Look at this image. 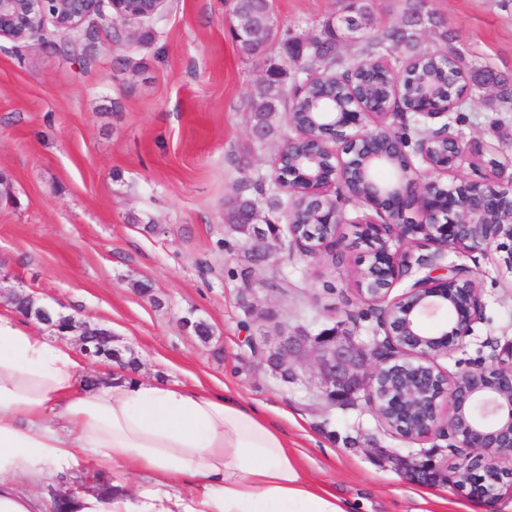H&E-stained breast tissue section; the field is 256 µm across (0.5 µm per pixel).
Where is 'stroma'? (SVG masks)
<instances>
[{
	"label": "stroma",
	"instance_id": "obj_1",
	"mask_svg": "<svg viewBox=\"0 0 512 512\" xmlns=\"http://www.w3.org/2000/svg\"><path fill=\"white\" fill-rule=\"evenodd\" d=\"M232 0H165L159 19L130 25L113 43L59 31L0 38V311L19 289L76 320L111 331L137 360L138 376L238 391L288 436L303 476L329 482L351 512H512V492L477 497L459 488L462 459L448 439L410 443L386 428L365 396L332 406L311 365L284 381L267 360L279 326L315 333L350 324L366 308L358 250L334 259L269 240L256 263L224 215L240 183L270 174L284 138L251 135L246 108L278 42L240 54L230 32ZM278 32L317 30L337 0H272ZM470 66L512 72V0H428ZM487 90H470L453 132L493 143L512 158V112H495ZM502 252L449 254L477 272L482 319L439 366L455 375L489 363V340L512 336V273ZM211 328L201 340L187 320ZM435 455L440 477L407 476L395 456Z\"/></svg>",
	"mask_w": 512,
	"mask_h": 512
}]
</instances>
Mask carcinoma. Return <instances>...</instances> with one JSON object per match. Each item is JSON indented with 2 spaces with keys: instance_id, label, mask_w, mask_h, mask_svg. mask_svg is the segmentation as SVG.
Segmentation results:
<instances>
[{
  "instance_id": "cac0c4a2",
  "label": "carcinoma",
  "mask_w": 512,
  "mask_h": 512,
  "mask_svg": "<svg viewBox=\"0 0 512 512\" xmlns=\"http://www.w3.org/2000/svg\"><path fill=\"white\" fill-rule=\"evenodd\" d=\"M407 2L399 24L380 35L365 37L349 54L340 53L338 48L345 17H355L359 32L369 29L372 13L367 0H347L343 3L341 15L325 21L313 34L293 37L288 32L284 33L279 40L281 54L284 60L293 62L295 68L289 72L281 65H272L266 70L267 78L257 86L255 95L248 102L251 128L259 130L263 137H269L275 130L272 118L276 112L282 108L296 113L306 111L309 100L321 94L324 86L329 84L334 85L336 98L340 101L352 89L371 108L385 103L392 94V75L375 62L399 47L408 52L402 77L405 107H411L422 85L432 81L444 85L453 77L455 90L461 93L471 84L482 87L487 81H494L493 111L512 112V75L486 69L469 70L461 52L448 44L444 21L426 9L427 0ZM232 13V34L238 50L247 58L258 56L274 36L271 0H233ZM424 17L438 29V38L443 43L440 51L449 57L445 70L433 59L432 53L418 49L419 23ZM305 58L322 64V77L313 78L309 68L298 65ZM289 74L292 75L293 87L287 93L283 84ZM310 150L308 171L315 174L324 172L327 159L320 145L312 142ZM273 188L272 179L260 175L241 182L225 213L226 223L236 232L248 235L243 223L250 214L257 212V198L266 199L274 208L278 206L279 200ZM290 206L296 211L298 223L302 224L301 234L320 236L328 231L324 218L328 209L320 207L314 199L302 194L290 202Z\"/></svg>"
}]
</instances>
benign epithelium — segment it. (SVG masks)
I'll list each match as a JSON object with an SVG mask.
<instances>
[{"instance_id":"obj_1","label":"benign epithelium","mask_w":512,"mask_h":512,"mask_svg":"<svg viewBox=\"0 0 512 512\" xmlns=\"http://www.w3.org/2000/svg\"><path fill=\"white\" fill-rule=\"evenodd\" d=\"M165 0H0V36L21 41L50 28L77 29L90 22L86 37L96 32L92 21L110 17L124 25L157 17ZM465 102V94L448 92L440 97L434 91L424 93L416 116L427 123V134L448 140V156L435 159L422 148L404 152L406 165L396 173L400 188L391 190L378 182L365 168L357 153L360 142L367 139L366 119L396 118L397 112H363L356 102L343 112H325L324 124L313 128L329 135L327 149L334 160L335 176L320 181L308 178L310 190L325 197H347L343 183L353 170L360 171L366 195L359 202L371 206L381 217L356 220L357 239L366 247L365 258L380 272L383 284L360 280V293L373 307L380 308L385 338L374 336L367 343L357 340L355 331H330L326 328L312 335L305 329L288 331L280 328L274 350L269 355L278 370L286 375L307 358L313 359L319 387L325 400L332 404L351 401L358 393L367 395L378 417H383L385 397L378 380L382 372L393 366L409 364L420 369L415 381L405 386L392 403L401 415L409 414L414 430L404 435L411 441H422L443 432H451L456 447L467 448L466 461H479L480 468H466L463 479L472 493L493 495L502 488L483 490L484 473L507 474L512 478V339L499 346L496 365L477 368L453 378L437 364V358L448 354L472 335L474 323L482 314L479 279L470 271L453 266L436 265L448 252L483 251L491 246L506 252L503 263L512 270V192L498 188L507 164L496 159L486 162L487 174L481 180H468L456 175L466 160L485 157V144L465 142L451 132L449 115ZM428 165L432 178L418 176L414 160ZM292 242L307 254L340 243V226L347 223L345 207L336 206L333 233L311 238L307 246L295 230L292 214H287ZM250 244L254 261L268 257L265 245L269 235L264 225L251 224ZM432 247L429 258L417 260L418 268L431 272L414 280L398 298L390 292L402 277L412 273V247ZM27 319L43 324L65 339L76 336L86 358L103 357L125 364L124 352L114 354L112 332L78 322L63 312L37 303L25 296ZM454 314L451 328L438 332L423 326L425 318L442 311ZM450 402L451 414L445 416L440 400ZM396 462L411 477H433L442 466L428 454L426 459L408 463Z\"/></svg>"}]
</instances>
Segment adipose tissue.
Listing matches in <instances>:
<instances>
[{
    "label": "adipose tissue",
    "instance_id": "obj_1",
    "mask_svg": "<svg viewBox=\"0 0 512 512\" xmlns=\"http://www.w3.org/2000/svg\"><path fill=\"white\" fill-rule=\"evenodd\" d=\"M90 467L112 498L72 512H349L301 474L283 432L236 392L147 381L0 312V512H43L35 486ZM136 477L144 493L124 482Z\"/></svg>",
    "mask_w": 512,
    "mask_h": 512
}]
</instances>
